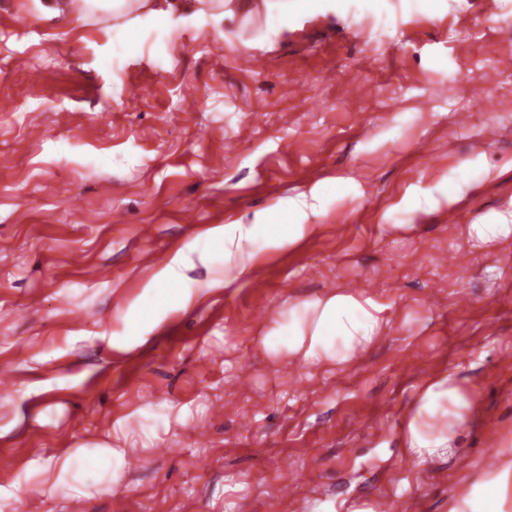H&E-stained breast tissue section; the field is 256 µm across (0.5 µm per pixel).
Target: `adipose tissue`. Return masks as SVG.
Segmentation results:
<instances>
[{"mask_svg": "<svg viewBox=\"0 0 512 512\" xmlns=\"http://www.w3.org/2000/svg\"><path fill=\"white\" fill-rule=\"evenodd\" d=\"M497 175L482 157L469 163L466 173L449 170L431 192L434 205H457L477 186ZM358 184L334 178L314 184L275 205L255 212L251 223L235 221L210 228L190 243L186 251L174 254L144 286L140 295L122 313L131 331L113 337L116 346L132 348L146 342L172 313L191 309L199 294L191 288H173L169 282L186 254L195 253L210 261H222L229 272L212 281L211 289L227 290L249 280L259 257L271 250L296 247L316 233L310 217L324 213L336 201L360 196ZM296 311L299 323L289 325L277 336H266L267 352L288 349L312 362L343 364L373 343L383 319V309L373 300L332 291L302 302ZM470 393L457 374L442 370L422 383L405 415L400 434L403 450L417 462L451 455L460 443L464 425L472 414ZM448 512H512V447L503 446L501 465L486 480L451 500Z\"/></svg>", "mask_w": 512, "mask_h": 512, "instance_id": "ef3b65f1", "label": "adipose tissue"}]
</instances>
